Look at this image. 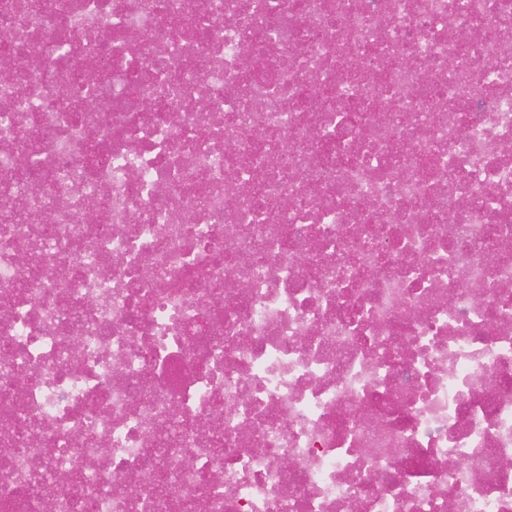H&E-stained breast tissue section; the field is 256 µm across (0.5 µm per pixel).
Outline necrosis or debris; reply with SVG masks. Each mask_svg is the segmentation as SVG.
<instances>
[{"instance_id": "1", "label": "necrosis or debris", "mask_w": 512, "mask_h": 512, "mask_svg": "<svg viewBox=\"0 0 512 512\" xmlns=\"http://www.w3.org/2000/svg\"><path fill=\"white\" fill-rule=\"evenodd\" d=\"M1 60L0 512H512V0H0Z\"/></svg>"}]
</instances>
